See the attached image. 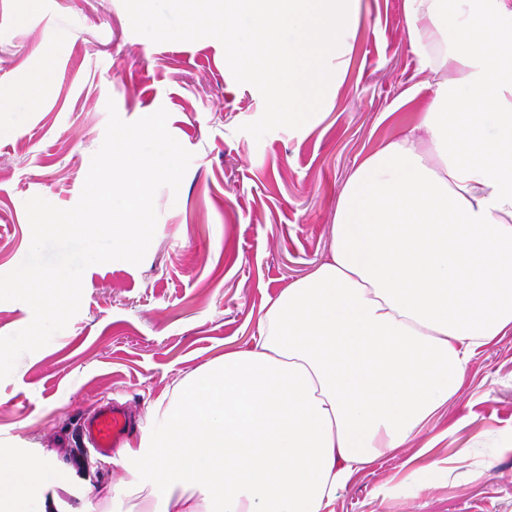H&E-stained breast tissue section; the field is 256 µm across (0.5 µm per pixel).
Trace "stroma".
Returning a JSON list of instances; mask_svg holds the SVG:
<instances>
[{
  "label": "stroma",
  "mask_w": 512,
  "mask_h": 512,
  "mask_svg": "<svg viewBox=\"0 0 512 512\" xmlns=\"http://www.w3.org/2000/svg\"><path fill=\"white\" fill-rule=\"evenodd\" d=\"M47 75L46 87L32 83ZM433 75L405 32L404 0H364L333 107L310 128L241 132L264 109L213 38L154 43L122 0H0V274L26 257L25 203L79 200L114 102L128 122L158 109L193 158L155 198L140 265L90 266L67 327L0 380V442L51 453L72 480L80 424L112 399L141 416L171 382L258 333L269 299L328 254L338 195L370 149L428 102ZM334 512H512V335L486 348L464 388L409 448L336 494Z\"/></svg>",
  "instance_id": "stroma-1"
}]
</instances>
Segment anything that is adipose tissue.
Returning a JSON list of instances; mask_svg holds the SVG:
<instances>
[{
    "label": "adipose tissue",
    "mask_w": 512,
    "mask_h": 512,
    "mask_svg": "<svg viewBox=\"0 0 512 512\" xmlns=\"http://www.w3.org/2000/svg\"><path fill=\"white\" fill-rule=\"evenodd\" d=\"M436 73L336 203L332 248L258 336L173 381L112 461L129 512H326L408 444L512 333V0H405ZM43 461L0 448V512H66Z\"/></svg>",
    "instance_id": "ef3b65f1"
}]
</instances>
